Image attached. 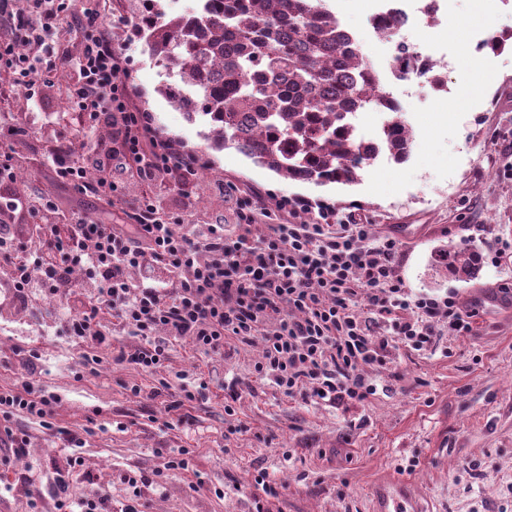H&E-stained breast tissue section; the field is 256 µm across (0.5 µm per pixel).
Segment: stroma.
Returning a JSON list of instances; mask_svg holds the SVG:
<instances>
[{
  "instance_id": "1",
  "label": "stroma",
  "mask_w": 512,
  "mask_h": 512,
  "mask_svg": "<svg viewBox=\"0 0 512 512\" xmlns=\"http://www.w3.org/2000/svg\"><path fill=\"white\" fill-rule=\"evenodd\" d=\"M327 5L355 33L363 59L387 74L397 41L377 38L374 0ZM99 8L125 60L132 105L148 110L155 128L181 150L205 160L202 187L171 178L147 187L132 166L113 165L112 179L127 201L149 195L169 222L233 224L237 198L308 199L353 216L372 235L398 237L403 250L395 273L408 289L455 294L479 314L474 335L446 337L444 350L392 349L385 365L367 369L377 391L360 403L305 405L255 382L239 388L228 413L214 382L205 399L175 411L171 390L206 369L189 339L173 342L163 366L145 375L69 336L55 312L58 296L43 294V318L0 315V386L27 380L58 395L55 425L84 432L67 495L108 492L112 512H121L124 474L152 473L185 448L189 471L168 472L163 491H142L143 512H255L256 481L264 474L282 487L278 512H367L373 489L393 478L408 481L423 512H512V257L490 259L512 243V47L482 46L491 34L512 33V0H442L446 22L424 21L402 33L399 41L437 61L446 88L432 90L421 79L401 95L413 133L407 160L381 157L356 183L326 186L288 181L235 150L210 149L206 122H187L158 92L175 70L137 35L139 0H99ZM50 38L61 67L42 75L34 97L0 98V128L19 115L28 126L29 160L15 186L51 205L61 223L77 216L128 223L127 211L53 175L48 137L77 140V156L90 160L110 130L102 121L74 119L79 45L70 14L58 16ZM460 242L484 257L468 281L431 266L438 247ZM135 385L141 394L132 393ZM10 425L30 445L25 456L0 445V512H62L55 478L68 449L46 440L39 422ZM31 466L42 472L35 500L19 482Z\"/></svg>"
}]
</instances>
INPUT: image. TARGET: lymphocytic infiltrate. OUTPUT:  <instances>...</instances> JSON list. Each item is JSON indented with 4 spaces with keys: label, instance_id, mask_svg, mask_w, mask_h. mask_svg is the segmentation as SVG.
I'll return each mask as SVG.
<instances>
[{
    "label": "lymphocytic infiltrate",
    "instance_id": "lymphocytic-infiltrate-1",
    "mask_svg": "<svg viewBox=\"0 0 512 512\" xmlns=\"http://www.w3.org/2000/svg\"><path fill=\"white\" fill-rule=\"evenodd\" d=\"M27 51L0 52L10 75L0 97L16 89L32 92L40 73L59 59L44 45L60 13L74 14L80 35L75 90L78 121L105 117L113 153L136 168L141 181L156 183L171 173L190 179L201 158L171 150L152 134L147 113L130 109L131 90L120 77L122 59L98 21L96 9L76 0H32ZM56 179L98 197L115 195L107 172L88 178L84 161L54 137ZM14 173L0 163V274L16 295L73 287L82 271L96 307L69 315L66 330L80 340L108 346L112 361L144 373L165 361L172 341L189 338L202 358L261 343L250 378L270 381L285 397L306 404L360 402L375 394L365 367L383 365L390 350L435 351L445 332L469 336L474 311L455 296H432L405 288L395 274L402 252L390 235L370 237L366 225L330 223L326 209L308 201H283L281 209L317 211L311 224H258L257 202L236 201L234 224L161 221L150 197L137 200L129 224H97L84 218L60 224L43 214L39 200H21ZM40 215L37 224H16L19 207ZM111 323H103L101 312ZM138 337L134 351L113 345L112 329ZM57 396L24 381L0 388V415L52 417Z\"/></svg>",
    "mask_w": 512,
    "mask_h": 512
}]
</instances>
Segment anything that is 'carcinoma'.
Returning a JSON list of instances; mask_svg holds the SVG:
<instances>
[{"label":"carcinoma","instance_id":"cac0c4a2","mask_svg":"<svg viewBox=\"0 0 512 512\" xmlns=\"http://www.w3.org/2000/svg\"><path fill=\"white\" fill-rule=\"evenodd\" d=\"M138 26L153 56L180 68L181 84L159 88L193 122L202 116L217 149L233 148L279 176L349 185L376 161L354 118L384 109L387 92L325 0H202L166 16L144 0ZM412 131L395 113L382 144L394 161L410 153ZM436 267L469 280L480 269L466 243L440 248Z\"/></svg>","mask_w":512,"mask_h":512}]
</instances>
